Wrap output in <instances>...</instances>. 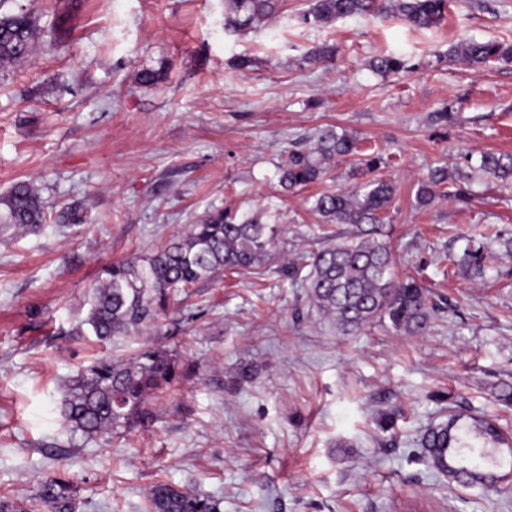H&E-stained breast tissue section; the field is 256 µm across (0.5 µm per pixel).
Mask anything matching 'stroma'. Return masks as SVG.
Here are the masks:
<instances>
[{
  "label": "stroma",
  "mask_w": 512,
  "mask_h": 512,
  "mask_svg": "<svg viewBox=\"0 0 512 512\" xmlns=\"http://www.w3.org/2000/svg\"><path fill=\"white\" fill-rule=\"evenodd\" d=\"M308 5L282 0L241 36L224 30V0H0V14L29 10L38 28L33 57L0 70V194L31 181L50 208L78 202L85 215L0 245V496L27 499L62 477L75 512H141L160 481L220 498L222 512H512V456L497 488L465 487L427 467L419 445L452 407L512 435V405L496 396L512 382V187L479 174L470 202L416 204L430 169L512 153V64L441 59L465 40L512 41V0H452L428 29L369 16L305 25ZM328 45L334 64H305ZM380 53L413 68L378 75ZM144 69L162 80L141 84ZM446 103L451 124L434 118ZM330 126L386 160L383 233L398 275L429 292L425 334L376 323L340 335L279 272L357 232L318 233L311 211L313 195L352 187L353 158L303 191L278 185L289 148ZM216 208L268 210L285 229L278 256L195 285L113 344L151 342L193 368L154 401L152 427L72 434L59 422L65 386L102 351L80 324L89 287ZM471 233L488 245L482 280L460 265ZM245 364L251 378L233 384Z\"/></svg>",
  "instance_id": "obj_1"
}]
</instances>
